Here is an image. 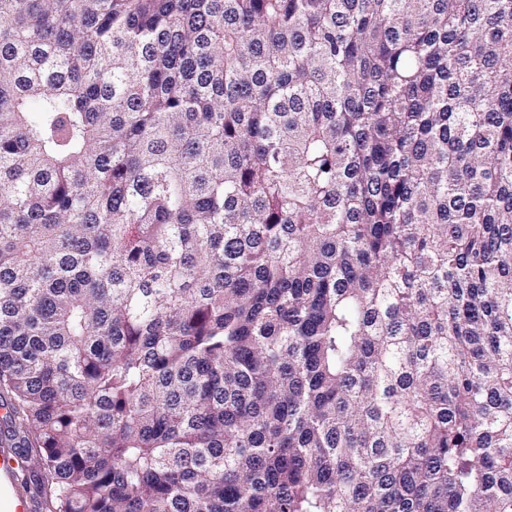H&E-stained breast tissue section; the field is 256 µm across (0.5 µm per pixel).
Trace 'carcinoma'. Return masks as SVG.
Here are the masks:
<instances>
[{
	"instance_id": "carcinoma-1",
	"label": "carcinoma",
	"mask_w": 512,
	"mask_h": 512,
	"mask_svg": "<svg viewBox=\"0 0 512 512\" xmlns=\"http://www.w3.org/2000/svg\"><path fill=\"white\" fill-rule=\"evenodd\" d=\"M0 408L48 512H512V0H0Z\"/></svg>"
}]
</instances>
